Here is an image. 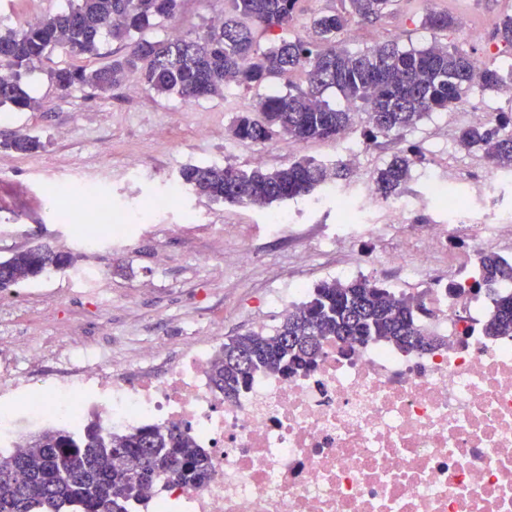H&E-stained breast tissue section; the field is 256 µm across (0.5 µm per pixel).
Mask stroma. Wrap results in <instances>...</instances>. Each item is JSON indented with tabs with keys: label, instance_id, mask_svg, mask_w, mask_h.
Here are the masks:
<instances>
[{
	"label": "stroma",
	"instance_id": "obj_1",
	"mask_svg": "<svg viewBox=\"0 0 512 512\" xmlns=\"http://www.w3.org/2000/svg\"><path fill=\"white\" fill-rule=\"evenodd\" d=\"M225 0H182L176 18L153 26L149 37L166 38L170 31L205 30L214 16L223 14ZM69 0H0V18L14 28L30 18L67 10ZM454 18L468 17L482 31L480 40L468 38L461 28L445 32L421 23L428 10ZM512 15V0H395L392 12L376 23H351L342 35L343 47L359 51L378 42L403 48H422L441 41L469 52L481 63L512 70V47L499 44L495 27ZM302 72L268 82L267 86L227 89L223 96L183 100L150 91L139 72L128 73L108 94L75 88L60 95L44 73L27 80L31 96L42 100L39 110L0 109V141L14 135L39 137L42 146L28 154L0 149V259L34 245L57 246L88 222L95 208L88 199L55 206L52 188L75 180L96 182L114 205L134 212L133 232L122 245L87 252L71 246L77 255L74 268L53 270L32 281L0 290V318L17 316L18 333L30 342L55 346L76 323L85 341L110 348L117 357L141 356L147 347L164 342L177 351L187 336H237L253 328L266 310L269 294L289 282L317 285L330 270L357 263L371 250L362 242L346 250L314 249V241L333 233L340 222L337 198L369 206L374 196L373 177L391 157L403 150L420 159L404 191L418 198L410 213L417 224L445 223L446 215L426 193L422 169L436 170L455 181L479 223L492 224L502 212L512 211V172L501 173L495 194H484L474 175L490 171L481 149L461 147L456 135L470 125L475 112L512 115V100L505 92L473 86L461 108L434 112L414 128L390 138L369 141L366 126L353 128L351 142L361 144L355 164L333 189H322L306 199L288 201L302 227L299 236L269 235L264 211L213 202L186 193L184 198L156 215H149L152 198L166 194L188 165L232 164L248 167L254 153L276 169L289 160L307 156L325 163L343 161L338 140H311L289 145L273 140L261 145L233 137L237 113L256 108L267 91H287L289 84H304ZM178 123H171L173 113ZM142 163L138 182H129L122 169L127 155ZM245 238L236 249V238ZM96 273L94 282L76 283L75 271Z\"/></svg>",
	"mask_w": 512,
	"mask_h": 512
}]
</instances>
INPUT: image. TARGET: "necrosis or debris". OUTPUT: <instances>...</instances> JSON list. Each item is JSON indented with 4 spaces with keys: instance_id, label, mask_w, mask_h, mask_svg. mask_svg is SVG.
Instances as JSON below:
<instances>
[{
    "instance_id": "necrosis-or-debris-1",
    "label": "necrosis or debris",
    "mask_w": 512,
    "mask_h": 512,
    "mask_svg": "<svg viewBox=\"0 0 512 512\" xmlns=\"http://www.w3.org/2000/svg\"><path fill=\"white\" fill-rule=\"evenodd\" d=\"M421 177L448 215L429 225L426 246L379 250L331 275L362 277L384 263L420 277L415 299L431 311L423 327L444 345L403 351L370 340L349 350L331 339L310 369L257 371L227 398L208 378L219 336L188 337L157 372L151 351L132 362L91 345L62 350L0 336V455L47 427L108 438L174 425L206 453L210 477L199 487L154 484L136 500L139 512H512V336H461L481 310L462 309L433 273L443 262L474 268L484 246L475 239L466 256L449 254V242L469 231L470 208L435 171ZM369 212L343 204L330 245L380 242ZM129 221L101 204L77 241L94 251L124 240Z\"/></svg>"
}]
</instances>
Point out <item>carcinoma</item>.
I'll return each instance as SVG.
<instances>
[{
	"instance_id": "1",
	"label": "carcinoma",
	"mask_w": 512,
	"mask_h": 512,
	"mask_svg": "<svg viewBox=\"0 0 512 512\" xmlns=\"http://www.w3.org/2000/svg\"><path fill=\"white\" fill-rule=\"evenodd\" d=\"M219 24L197 34L180 33L150 40L143 32L174 17L179 0H77L68 10L46 15L22 29L0 25V108L34 110L41 102L24 89V77L41 67L49 53L97 54L104 36L129 45L126 55L87 71L54 67L47 71L59 90L87 86L107 93L130 71H140L148 87L184 100L224 95L229 86L258 87L292 71L305 74V86L261 97L254 111L239 113L231 127L242 141L263 144L282 138L292 144L337 139L361 112L368 135L397 136L433 112L457 108L471 86L512 89V72L495 64L480 65L468 53L435 41L423 49H401L377 43L353 53L337 36L357 18L374 23L394 0H338L339 5L311 18L305 35L280 37L264 49L258 34L288 29L298 0H228ZM422 25L447 31L458 25L446 12H429ZM334 88L349 109L332 107L323 94ZM512 121L500 126L473 123L459 131L460 146L479 147L497 169L512 170ZM15 153L41 147L39 138L15 135L0 142ZM418 155L397 153L374 177L380 197L401 195L412 176ZM336 178V169L313 158L299 157L273 170L230 164L190 165L180 179L198 196L214 202L269 208L305 198ZM77 257L48 245L25 249L0 261V288L35 279L51 269L71 267ZM505 281L512 282V262L494 251L479 254L478 272L459 293L477 294ZM423 307L410 296L397 294L375 280L359 277L323 281L309 298L281 319L267 336L249 331L224 343L209 378L226 397L247 387L258 369L288 376L308 369L321 353L322 340L334 336L348 344L383 338L403 349L428 348L441 341L420 328ZM485 336L512 334V291L494 293L492 308L481 329ZM65 432L46 429L25 439L23 449L0 460V512H129L141 489L160 478L176 477L193 486L209 476L206 454L179 427H148L133 434L103 439L87 430L77 449Z\"/></svg>"
}]
</instances>
